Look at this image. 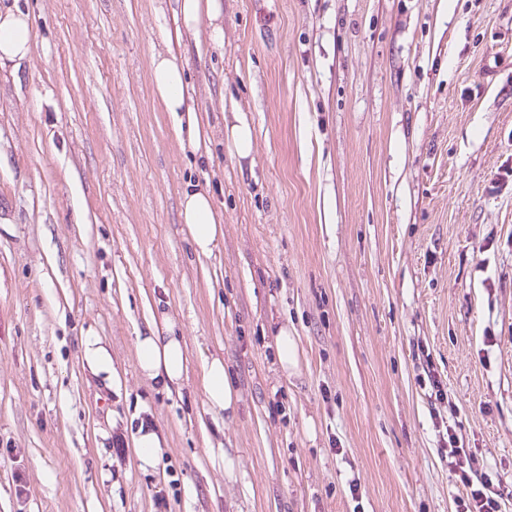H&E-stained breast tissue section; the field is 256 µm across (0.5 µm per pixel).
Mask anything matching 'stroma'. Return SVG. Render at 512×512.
Masks as SVG:
<instances>
[{
  "label": "stroma",
  "instance_id": "obj_1",
  "mask_svg": "<svg viewBox=\"0 0 512 512\" xmlns=\"http://www.w3.org/2000/svg\"><path fill=\"white\" fill-rule=\"evenodd\" d=\"M4 4L34 41L0 67V512H156L168 487V512H457L452 438L512 512V0H224L220 46L177 39L176 0ZM167 50L209 157L153 96ZM236 109L250 169L224 142ZM190 184L223 217L208 257L179 219ZM164 312L172 391L135 351ZM213 357L229 419L204 405ZM276 350L279 364L283 371L296 367L298 362L297 346L288 327L280 326L276 337ZM80 354L85 367L96 378L111 381L116 374L112 353L97 336L86 335L80 340ZM203 377L204 394L209 408L216 412H224L226 415H234L239 395L224 360L214 357L207 361ZM160 443L158 434L152 428L142 426L139 428L135 444L138 448V457L142 469L146 470L157 466V448H160Z\"/></svg>",
  "mask_w": 512,
  "mask_h": 512
}]
</instances>
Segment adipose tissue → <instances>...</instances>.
I'll return each mask as SVG.
<instances>
[{"instance_id":"adipose-tissue-1","label":"adipose tissue","mask_w":512,"mask_h":512,"mask_svg":"<svg viewBox=\"0 0 512 512\" xmlns=\"http://www.w3.org/2000/svg\"><path fill=\"white\" fill-rule=\"evenodd\" d=\"M177 7L182 32L195 37L206 24L214 42L223 40V0H178ZM32 42L33 24L28 13L10 7L0 9V65L28 58ZM150 78L153 94L165 111L186 115L185 122L176 125L182 149L200 153L206 147V139L189 102L184 61L169 52L154 53ZM180 216L196 253L210 255L224 234L212 195L195 187L187 189L181 197ZM174 328V322L166 317L149 328L147 334L136 338L141 373L167 387L179 384L186 370L184 342L182 337L175 335ZM204 394L211 410L234 414L239 395L222 358L215 357L206 362Z\"/></svg>"}]
</instances>
